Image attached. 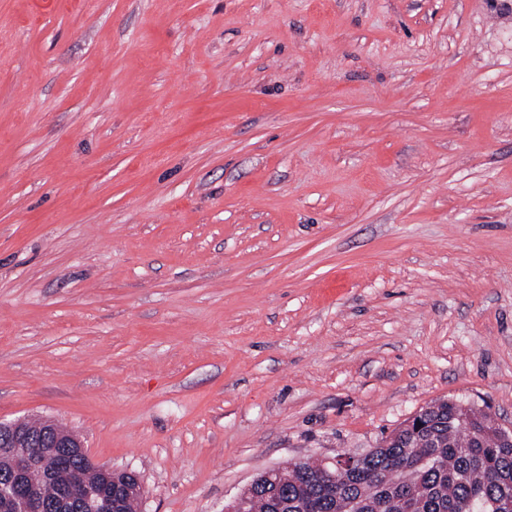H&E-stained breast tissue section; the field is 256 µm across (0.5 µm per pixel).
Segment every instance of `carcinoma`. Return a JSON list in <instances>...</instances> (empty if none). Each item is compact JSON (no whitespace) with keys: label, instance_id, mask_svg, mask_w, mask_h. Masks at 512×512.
<instances>
[{"label":"carcinoma","instance_id":"cac0c4a2","mask_svg":"<svg viewBox=\"0 0 512 512\" xmlns=\"http://www.w3.org/2000/svg\"><path fill=\"white\" fill-rule=\"evenodd\" d=\"M483 416L462 423L443 399L422 416L413 444L404 430L382 440L370 456L338 478L321 465L299 460L283 467L280 485L262 486L249 496V512H497L493 504L512 499V446L491 435ZM30 480L55 499L67 470L50 479L35 470Z\"/></svg>","mask_w":512,"mask_h":512}]
</instances>
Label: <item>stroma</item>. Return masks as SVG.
I'll use <instances>...</instances> for the list:
<instances>
[{
  "label": "stroma",
  "instance_id": "stroma-1",
  "mask_svg": "<svg viewBox=\"0 0 512 512\" xmlns=\"http://www.w3.org/2000/svg\"><path fill=\"white\" fill-rule=\"evenodd\" d=\"M439 398L512 424V0H0V419L224 512Z\"/></svg>",
  "mask_w": 512,
  "mask_h": 512
}]
</instances>
